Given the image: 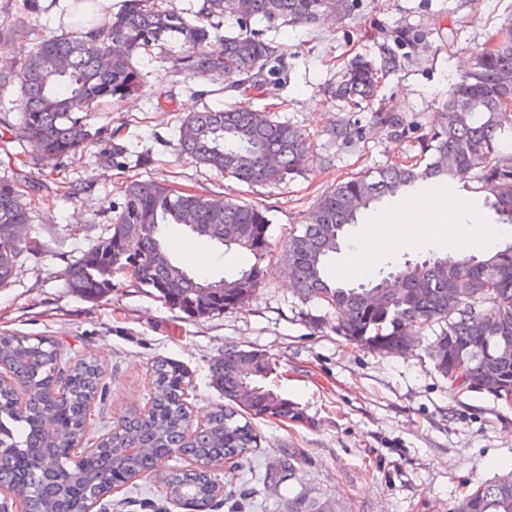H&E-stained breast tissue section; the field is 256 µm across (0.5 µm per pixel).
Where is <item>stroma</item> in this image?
<instances>
[{"label":"stroma","instance_id":"1","mask_svg":"<svg viewBox=\"0 0 512 512\" xmlns=\"http://www.w3.org/2000/svg\"><path fill=\"white\" fill-rule=\"evenodd\" d=\"M68 6V0H0V36L7 43L0 69L18 68L17 49L74 32ZM509 23L512 0H354L345 16L270 29L268 38L288 50V79L275 91L283 101L276 118L301 129L312 154L305 173L271 187L248 188L178 155L182 114L264 106L231 93L227 79L176 72L170 60L182 53L179 43L163 55L142 57L138 67L147 81L140 93L104 105L93 120L104 131L101 141L53 167L41 165L35 147L20 136L17 88L0 93V135L10 141L8 152H0V178L22 170L30 176L23 192L31 235L41 245L40 254L23 257L11 283L0 288V333L50 336L62 360L101 365L103 392L88 416L85 447H94L131 406L152 397L151 365L160 358L189 371L190 422H204L223 402L210 367L225 346L235 345L268 357L265 383L296 407L298 417L256 420L260 447L211 512H238L245 501L248 512H279L296 492L331 503L335 512H453L465 491L512 473V406L487 392L452 391L429 358L427 341L400 356L376 354L338 336L335 310L302 300L277 261H265L264 279L244 307L197 320L167 308L124 275L115 276L111 294L96 302L79 298L63 280L67 264L104 234L124 201L123 186L134 179L263 208L271 247L281 252L289 232L338 180L418 153L419 137L430 131L451 86L471 69L475 48ZM400 30L407 39L397 38ZM388 54L397 66L383 78L379 97L408 124L399 137L374 126L368 111L326 92L357 59L378 64ZM161 92L171 95L172 111H158ZM344 125L357 127L358 136L334 139ZM411 203L418 210L406 224L397 212ZM437 206L457 211L463 221L476 215L484 224L494 222L474 182L424 184L348 226L331 275L349 281L358 263L375 271L395 258L458 255L451 237L426 235ZM191 245L192 266L202 276L254 261L247 253H221L204 238ZM291 449L305 461L289 481L277 487L255 481V472ZM192 466L184 455L162 458L134 487L101 497L93 512H183L166 498L160 479Z\"/></svg>","mask_w":512,"mask_h":512}]
</instances>
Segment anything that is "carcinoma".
Wrapping results in <instances>:
<instances>
[{
    "mask_svg": "<svg viewBox=\"0 0 512 512\" xmlns=\"http://www.w3.org/2000/svg\"><path fill=\"white\" fill-rule=\"evenodd\" d=\"M352 0H201L183 12L172 0H124L123 8L94 25L95 36L48 37L23 50L19 70L0 71V91L19 86L20 131L40 158L53 164L100 139L91 120L104 102L137 94L144 75L137 58L176 40L185 47L173 66L200 76L233 73L237 92L267 95L288 78V53L254 27L264 21L314 24L327 12L345 14ZM224 27L223 44L210 42ZM396 66L365 61L350 65L329 97L372 106L380 81ZM512 23L492 43L474 52L472 70L452 86L434 112L430 134L419 154L357 174L323 195L308 213L303 230L289 236L281 260L296 291L341 312L336 334L367 349L395 353L409 336L433 332L429 357L436 370L462 392L512 394V245L478 258L473 255L406 261L380 271L368 282L347 285L328 272L345 228L372 205L394 198L431 179L451 180L467 169L486 193L485 205L498 224H512V152L502 138L512 133ZM377 105V104H375ZM374 123L395 135L406 133L403 118L377 105ZM179 155L250 187L276 185L305 172L310 163L305 137L273 119L272 112L206 108L186 114L178 126ZM25 172L0 180V287L10 283L21 256L38 243L29 235L28 211L21 201ZM269 220L257 208L226 200L218 204L197 193L175 191L152 180L124 188L120 211L105 235L64 270L65 286L86 301L112 292V278L130 277L138 288L190 318L245 306L263 280L261 262L269 253ZM197 235L223 252L237 250L254 263L207 279L168 246L175 231ZM12 372L0 382V443L12 452L0 457V484L29 487L25 512H88L104 488L118 489L152 471L157 458L178 451L194 461H224L229 478L258 448L251 417L284 421L294 406L264 387L269 359L230 346L210 370L224 404L189 430L187 369L174 359L152 365L150 416H133L106 446L78 466L69 457L74 437L100 386L93 362L59 363L58 343L43 336L0 334V365ZM64 383L61 398L45 400L49 386ZM144 448L132 454L130 448ZM298 453L265 467L263 482L282 483ZM166 494L192 510L212 503L224 486L196 468L166 477ZM284 512H332L301 494L288 497ZM455 512H512V475L478 486Z\"/></svg>",
    "mask_w": 512,
    "mask_h": 512,
    "instance_id": "obj_1",
    "label": "carcinoma"
}]
</instances>
